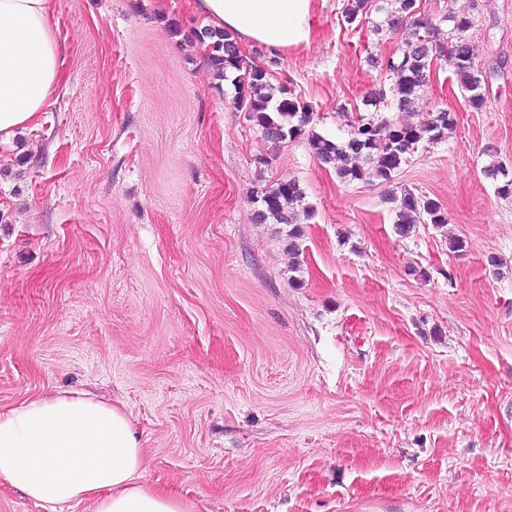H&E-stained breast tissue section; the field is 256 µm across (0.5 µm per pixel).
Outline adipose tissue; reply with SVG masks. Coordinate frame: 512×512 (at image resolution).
Instances as JSON below:
<instances>
[{
  "mask_svg": "<svg viewBox=\"0 0 512 512\" xmlns=\"http://www.w3.org/2000/svg\"><path fill=\"white\" fill-rule=\"evenodd\" d=\"M54 0H0V143L38 125L61 83ZM312 0H195L208 27L273 52L308 43ZM145 456L124 407L86 395L33 397L0 409V479L51 506L93 512H192L144 479Z\"/></svg>",
  "mask_w": 512,
  "mask_h": 512,
  "instance_id": "obj_1",
  "label": "adipose tissue"
}]
</instances>
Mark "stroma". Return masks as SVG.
<instances>
[{
	"label": "stroma",
	"mask_w": 512,
	"mask_h": 512,
	"mask_svg": "<svg viewBox=\"0 0 512 512\" xmlns=\"http://www.w3.org/2000/svg\"><path fill=\"white\" fill-rule=\"evenodd\" d=\"M347 2L312 0L308 44L243 50L331 139L411 36L378 31L381 0L347 24ZM451 6L477 20L483 108L439 63L378 116L456 127L391 181L344 182L233 107L192 0H55L62 87L0 145V406L123 405L145 481L194 512H512V198L482 174L512 169V0ZM282 179L295 253L253 218ZM407 190L447 224L399 236Z\"/></svg>",
	"instance_id": "stroma-1"
}]
</instances>
